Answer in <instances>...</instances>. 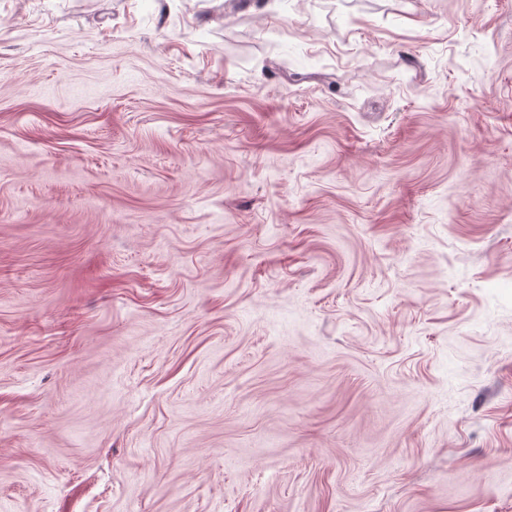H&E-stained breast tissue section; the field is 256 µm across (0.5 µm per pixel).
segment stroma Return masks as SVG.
<instances>
[{"mask_svg":"<svg viewBox=\"0 0 512 512\" xmlns=\"http://www.w3.org/2000/svg\"><path fill=\"white\" fill-rule=\"evenodd\" d=\"M0 512H512V0H0Z\"/></svg>","mask_w":512,"mask_h":512,"instance_id":"35a3bbf8","label":"stroma"}]
</instances>
